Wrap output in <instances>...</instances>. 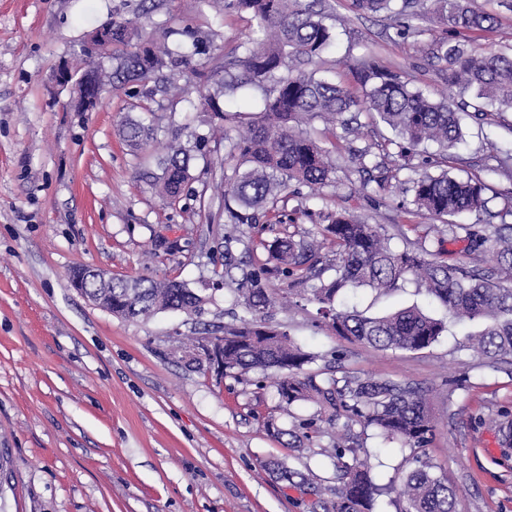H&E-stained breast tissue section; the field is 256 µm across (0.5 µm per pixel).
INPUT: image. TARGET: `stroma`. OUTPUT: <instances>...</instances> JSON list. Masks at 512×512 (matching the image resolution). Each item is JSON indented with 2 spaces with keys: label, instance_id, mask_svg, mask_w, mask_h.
Wrapping results in <instances>:
<instances>
[{
  "label": "stroma",
  "instance_id": "1",
  "mask_svg": "<svg viewBox=\"0 0 512 512\" xmlns=\"http://www.w3.org/2000/svg\"><path fill=\"white\" fill-rule=\"evenodd\" d=\"M336 45L324 69L351 81L348 67L371 55L434 97L448 88L425 55L441 34L431 21L399 40L385 14H360L351 0H328ZM123 21L166 37L198 39L203 52L168 71L181 97L159 93L134 101L109 91L94 112H70L68 90L50 80L85 33ZM253 28L249 14L224 0H0V512H309L310 497L269 477L260 464L282 459L317 483L332 475L320 442L296 454L264 429L267 416L290 427L310 417L306 404L283 411L273 374L216 380L184 351L187 338L223 334L245 310L224 286V253L242 256L273 230L234 225L220 188L225 144L212 132L222 121L199 90L222 83ZM155 112L168 142L193 131L201 140L190 161L192 181L177 200L154 186L151 152L133 151L123 120ZM347 133L325 120L310 131L330 151L335 180L319 191L290 188L278 204L288 231L313 229L321 214L346 209L384 225L395 249L436 238L442 220L416 211L405 168L380 198L363 195L352 152L392 137L370 115ZM447 156L453 175L482 178L491 210H512V177L490 168L504 126L469 124ZM232 247H225V235ZM79 265L115 276L174 278L207 297L189 318L160 312L129 321L93 305L72 287ZM348 305L379 317L415 305L441 318L444 308L413 277L378 293L349 291ZM316 305L268 312L306 350L343 352L346 369L394 376L430 390L435 430L426 455L455 492L456 512H512V448L497 422L512 420V367L493 369L463 346L467 325L451 324L421 351H383L336 336L316 320ZM367 446L378 484L399 479L408 450L372 438Z\"/></svg>",
  "mask_w": 512,
  "mask_h": 512
}]
</instances>
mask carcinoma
Returning a JSON list of instances; mask_svg holds the SVG:
<instances>
[{
    "instance_id": "1",
    "label": "carcinoma",
    "mask_w": 512,
    "mask_h": 512,
    "mask_svg": "<svg viewBox=\"0 0 512 512\" xmlns=\"http://www.w3.org/2000/svg\"><path fill=\"white\" fill-rule=\"evenodd\" d=\"M360 13H386L394 18L397 34L419 32L414 21L429 13L445 36L432 41L428 57L439 65L438 76L458 89L460 100H436L415 89L404 77L364 56L350 65L358 90L319 76L310 68L335 42L330 16L318 0H232L230 6L246 12L256 22L243 56L235 61L236 72L224 84L205 92L213 111H221L219 99L246 86L264 92V107L248 124L247 135L232 138L227 160L232 174L225 177V196L241 212L232 217L241 224L256 225L260 217H274L278 196L294 184L311 189L334 181L335 166L330 150L309 130L316 118L329 120L341 129L354 131L362 112L377 115L391 128L396 139L367 147L351 160L369 178L368 190L376 183L388 189L395 178L389 163L399 156L409 159L418 148L433 141L446 151L463 140L462 122L468 118L480 125L493 113L512 111V50L490 51L475 56L460 38L467 32L485 31L497 24L494 15L477 8L474 0H352ZM112 69L98 67L95 84L100 92L128 86L140 87L143 96L153 93L163 71L185 66L189 55L163 42L146 40L141 31L125 22H112ZM120 134L127 145L145 150L159 144L153 122L130 119ZM396 146L398 152L390 151ZM190 150L171 143L157 156L160 173L155 187L167 198H175L192 179ZM488 185L478 179L458 178L443 169L424 171L412 180L413 204L436 218L462 214H486L492 198ZM321 235L286 232L271 241H259L266 259L241 267L230 253L224 255V284L236 302L251 314L238 325L224 327V376L241 378L249 372L277 373L275 388L279 407L298 403L316 407V416L292 429L280 427L274 418L266 421L268 433L289 436L288 447L307 449L314 438H328L322 452L330 458L333 477L325 487H316L309 475L273 459L263 463L268 475L288 487L313 497L311 512H373L375 498L382 493L371 472L370 454L364 449L366 432L410 450L412 464L401 477L400 512H455V497L446 480L435 472L426 457L434 424L427 388L394 377H365L346 370L336 352L330 355L305 350L282 327L263 319L264 311L277 305H297L294 298L311 285L310 301L328 321L337 336L382 350L420 351L431 347L445 332L448 322L433 318L417 307L399 309L381 317H367L354 308L336 307L349 288L370 287L387 292L399 281L413 276L426 292L458 322L480 320L484 328L466 337V349L492 367L512 365V224H448V237L466 233L471 254H492L495 265L484 268L463 261L450 250L431 251L424 246L396 250L380 225L354 219L345 211L322 215ZM336 249L335 262L324 261V245ZM241 270L235 277L232 270ZM273 270L288 288L274 293L266 285ZM85 292L101 297L112 306V314L127 320L148 319L158 312H181L187 316L202 311L208 299L182 281L144 276L114 277L108 286L92 279ZM331 362L313 365L326 358ZM360 426L355 431L354 426Z\"/></svg>"
}]
</instances>
